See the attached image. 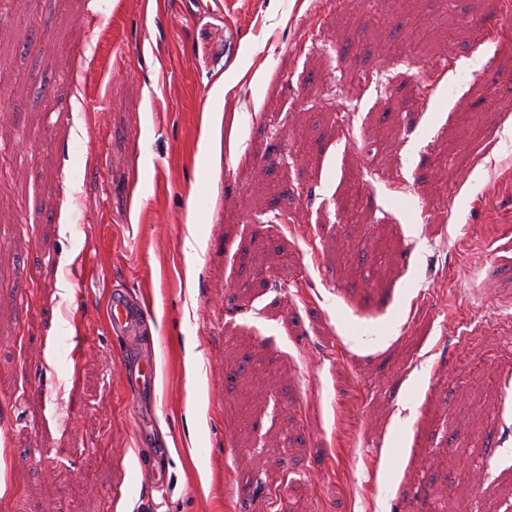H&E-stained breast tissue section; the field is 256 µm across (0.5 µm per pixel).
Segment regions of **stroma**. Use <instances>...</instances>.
Instances as JSON below:
<instances>
[{
	"mask_svg": "<svg viewBox=\"0 0 512 512\" xmlns=\"http://www.w3.org/2000/svg\"><path fill=\"white\" fill-rule=\"evenodd\" d=\"M143 2L0 0V512H512L503 0ZM146 311L145 305H132L114 294L109 308V322L113 331L134 333ZM155 379V363L153 361H146L143 366L139 364L137 372L127 377V382L131 390L136 392L154 387Z\"/></svg>",
	"mask_w": 512,
	"mask_h": 512,
	"instance_id": "1",
	"label": "stroma"
}]
</instances>
